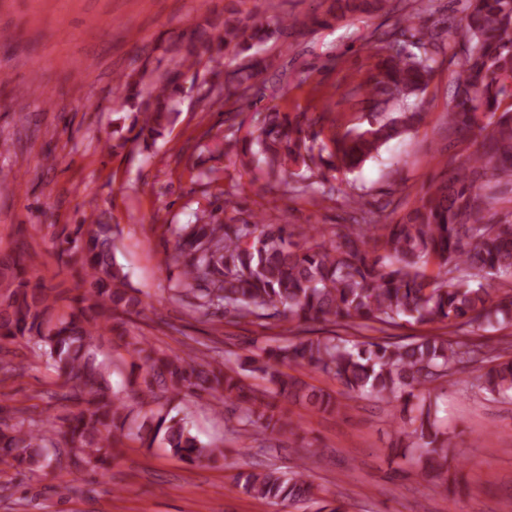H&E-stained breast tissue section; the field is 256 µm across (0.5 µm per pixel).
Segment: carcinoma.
Segmentation results:
<instances>
[{
  "label": "carcinoma",
  "mask_w": 512,
  "mask_h": 512,
  "mask_svg": "<svg viewBox=\"0 0 512 512\" xmlns=\"http://www.w3.org/2000/svg\"><path fill=\"white\" fill-rule=\"evenodd\" d=\"M382 0H334L326 14L366 12ZM435 0H421L406 23L418 38L401 40L394 32L383 50L387 59L364 81L373 107L392 105L396 116L386 123L368 120L362 127L333 132L305 133L297 121L279 112L264 118L255 145L239 156L244 172L262 173L272 185L283 172L298 177L283 181V193L311 192L333 199L336 189L310 180L308 172L324 167L351 169L378 152L387 141L420 124L423 113L409 100L424 93L434 72V54L443 45V30L430 21ZM328 21L313 13L277 17L274 23L224 20L214 33L196 29L179 69L165 76L142 66L124 82L132 120L127 131L133 139L156 143L173 122L175 97L188 73L199 74L203 47L224 53L228 60L247 52L249 60L220 78H213L198 101L207 109L229 101L244 111L254 95L263 94L254 79L271 62L260 46L276 36L302 37ZM463 57L453 81V105L448 115L462 139H477L465 164L445 174L409 214L396 224L378 223V212L344 193L347 203L361 204L362 223L345 224L329 236L295 231L292 224H272L263 217L240 219L238 203L224 198V219L209 212L196 215L192 224L179 227L176 251L182 270L174 283L175 296L204 316L221 313L233 322L240 318H276L288 328L314 321L345 331L360 328L376 336L296 337L284 345L264 347L234 368L219 367L220 360L193 347L184 355L158 351L146 339L132 343V369L146 368L143 383L158 385L172 401L184 390L206 392L220 402L243 405L239 417L246 432L263 415L266 392L304 403L321 412L338 408L332 393L317 388L282 367L308 368L326 375L344 389L380 401L403 400L419 450L417 462L425 469L448 470L450 437L441 431L430 410L409 406L428 385L473 366L471 386L488 397L512 393V356L488 345L468 344L443 333L418 336L402 343L384 335L400 322L438 325L475 333L499 318H512V293L494 296L492 281L512 277V220L483 221L489 191L512 184V0H468L465 23L455 31ZM81 238L79 261L88 288L72 298L73 309L51 322L59 296L30 286L22 278L21 260L0 262V342L23 339L35 355L63 380L60 402L73 406L64 421L65 440L73 445L69 457L75 467L104 470L111 463L113 432L124 430V397L98 380L92 349L104 329L119 330L125 319L139 313L142 300L130 293L126 275L113 255L112 227L94 224L76 227ZM437 275H426L428 266ZM253 378L267 384L263 391L246 383ZM50 421L20 416L0 423V465L8 468L51 466L47 433ZM127 437L153 447L162 438L168 452L187 463L216 462L224 457L217 447L201 444L183 418L158 408ZM237 485L252 498L290 507L315 499L318 487L305 469L281 470L267 466L237 477Z\"/></svg>",
  "instance_id": "1"
}]
</instances>
